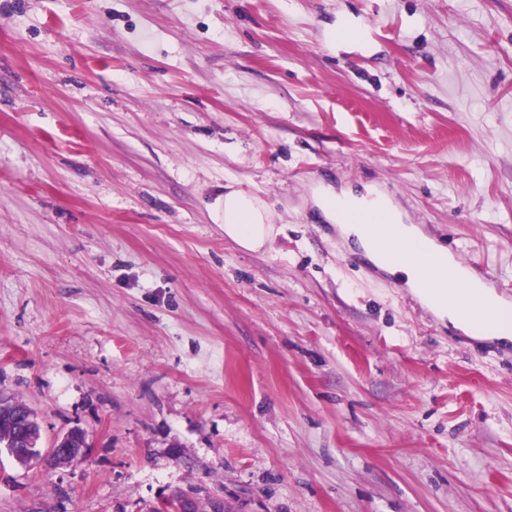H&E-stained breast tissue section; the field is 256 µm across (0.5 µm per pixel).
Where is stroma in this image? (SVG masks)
<instances>
[{
  "instance_id": "obj_1",
  "label": "stroma",
  "mask_w": 512,
  "mask_h": 512,
  "mask_svg": "<svg viewBox=\"0 0 512 512\" xmlns=\"http://www.w3.org/2000/svg\"><path fill=\"white\" fill-rule=\"evenodd\" d=\"M322 183L512 300V0H0V399L90 445L0 448V512H512V344L352 262ZM276 227L266 204L232 181L224 186V236L246 251L264 248ZM71 434L74 437L73 444L76 446L79 445H85L87 448H71L70 445H68V441L70 439L69 433L64 434L60 439L57 440L56 444L53 448H50L49 455L52 458H56V455L58 454L59 449L61 446H67V451L70 452V455L74 458V460L81 459L84 457L88 451V443L86 441V436L84 432L81 429H72L70 430ZM56 461L60 464H69L72 463V458L68 456L67 454H64L63 452L57 455Z\"/></svg>"
}]
</instances>
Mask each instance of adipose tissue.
Returning <instances> with one entry per match:
<instances>
[{"label": "adipose tissue", "mask_w": 512, "mask_h": 512, "mask_svg": "<svg viewBox=\"0 0 512 512\" xmlns=\"http://www.w3.org/2000/svg\"><path fill=\"white\" fill-rule=\"evenodd\" d=\"M313 201L328 222L338 225L345 239L359 246L365 257L379 269L403 279L438 318L476 339L494 340L504 345L512 342V330L481 326L462 311L463 304L473 296L497 309L504 308V300L494 290L472 279L447 250L420 228L405 223L402 213L385 195L372 188L360 193L352 189L339 191L322 184L315 189ZM275 234L276 227L266 204L235 183H227L224 187L225 237L244 250L257 251L264 248ZM389 238L403 239L424 252L439 272H448L457 278L459 287L447 288L440 283L422 281L417 268L385 255L380 249V241Z\"/></svg>", "instance_id": "adipose-tissue-1"}]
</instances>
